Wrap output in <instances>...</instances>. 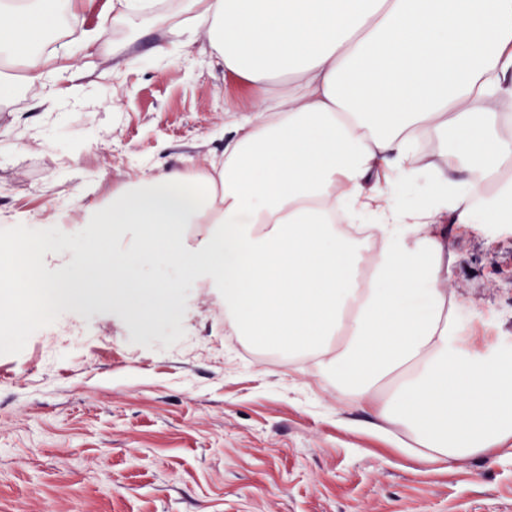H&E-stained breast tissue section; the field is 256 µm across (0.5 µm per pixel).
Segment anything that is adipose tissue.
Returning a JSON list of instances; mask_svg holds the SVG:
<instances>
[{
    "mask_svg": "<svg viewBox=\"0 0 512 512\" xmlns=\"http://www.w3.org/2000/svg\"><path fill=\"white\" fill-rule=\"evenodd\" d=\"M76 0H0V92L54 89L80 74L42 49ZM196 26L242 79L219 175L158 168L94 206L91 251L37 238L17 255L27 292L55 289L67 316L97 298L144 328L191 324L180 291L209 288L228 335L308 363L368 412L399 428L417 465L512 458V353L465 345L464 300L445 284L447 224L512 221V0H184ZM437 141L448 163L418 148ZM426 182L422 203L402 185ZM373 218L378 252L342 224ZM207 225L188 243L186 229ZM164 255L172 280L141 275Z\"/></svg>",
    "mask_w": 512,
    "mask_h": 512,
    "instance_id": "1",
    "label": "adipose tissue"
}]
</instances>
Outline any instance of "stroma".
<instances>
[{
  "mask_svg": "<svg viewBox=\"0 0 512 512\" xmlns=\"http://www.w3.org/2000/svg\"><path fill=\"white\" fill-rule=\"evenodd\" d=\"M153 3L170 28L83 0L65 37L80 105L48 110L37 83L0 105V266L37 233L86 250L85 207L157 164L223 162L227 113L250 108L248 89L180 0ZM46 210L55 223H39ZM445 233L450 293L477 306L466 343L512 346V223ZM187 293L188 327L138 333L94 303L60 324L49 290L36 323L0 335V512H512V461L413 467L287 355L239 359L223 304Z\"/></svg>",
  "mask_w": 512,
  "mask_h": 512,
  "instance_id": "1",
  "label": "stroma"
}]
</instances>
